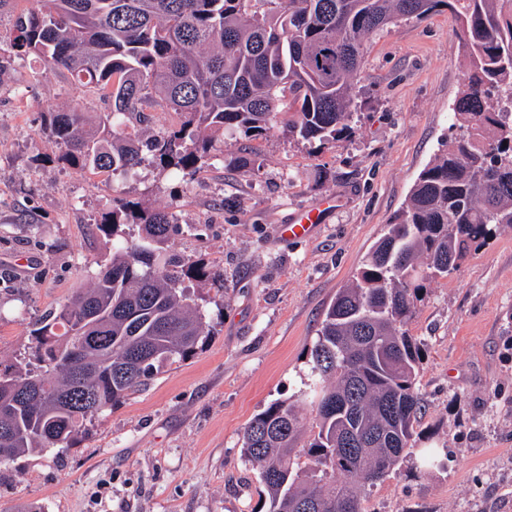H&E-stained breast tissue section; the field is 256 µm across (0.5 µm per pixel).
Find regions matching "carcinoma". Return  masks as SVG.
<instances>
[{
  "mask_svg": "<svg viewBox=\"0 0 512 512\" xmlns=\"http://www.w3.org/2000/svg\"><path fill=\"white\" fill-rule=\"evenodd\" d=\"M3 60L32 56L112 103L95 117L49 114L46 129L73 167L127 175L151 155L194 171L221 137L262 134L284 111L288 133L336 141L351 126L365 39L442 7L459 15L468 56L452 108L459 129L420 173L394 223L325 309L311 349L313 438L295 444V402L278 400L242 434L259 465L265 512H366L364 492L398 473L421 411V349L410 333L424 283L448 276L500 224L512 226V0H28ZM152 112L180 122L142 137ZM132 224L136 238H118ZM171 215L125 203L96 229L112 260L92 287L36 323L40 369L0 371V462L70 448L86 425L204 335L186 280L213 273L161 255Z\"/></svg>",
  "mask_w": 512,
  "mask_h": 512,
  "instance_id": "1",
  "label": "carcinoma"
}]
</instances>
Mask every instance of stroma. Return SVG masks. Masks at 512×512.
Returning <instances> with one entry per match:
<instances>
[{"label":"stroma","instance_id":"obj_1","mask_svg":"<svg viewBox=\"0 0 512 512\" xmlns=\"http://www.w3.org/2000/svg\"><path fill=\"white\" fill-rule=\"evenodd\" d=\"M461 26L442 9L371 35L347 137L309 142L277 122L226 142L191 175L59 162L48 114L105 112L107 102L32 60L0 73V363H33L34 325L110 259L95 223L118 204L168 212L181 227L168 253L224 275L193 287L205 322L196 353L96 417L73 447L0 464V512H260L242 431L280 399L311 421L310 350L325 308L455 135ZM241 153L258 170L234 165ZM325 197L340 205L312 239L282 235ZM410 332L424 411L410 456L368 491L367 512H512V226L425 283ZM426 448L440 466L422 467Z\"/></svg>","mask_w":512,"mask_h":512}]
</instances>
